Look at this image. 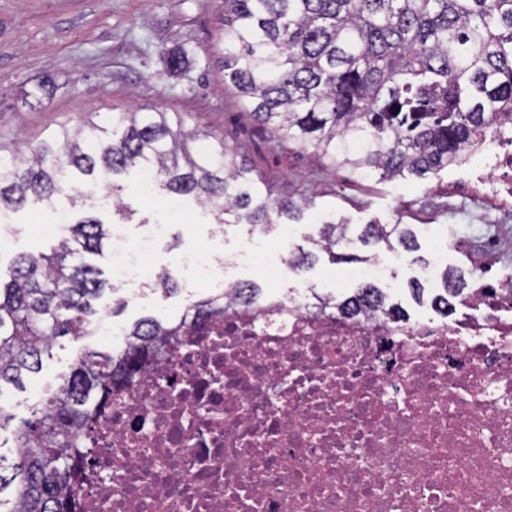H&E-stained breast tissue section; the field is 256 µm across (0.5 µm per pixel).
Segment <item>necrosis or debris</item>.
<instances>
[{
	"label": "necrosis or debris",
	"instance_id": "4bbe7bcc",
	"mask_svg": "<svg viewBox=\"0 0 512 512\" xmlns=\"http://www.w3.org/2000/svg\"><path fill=\"white\" fill-rule=\"evenodd\" d=\"M486 222L464 242L468 292L447 318L345 316L281 251L179 255L214 290L265 284L186 323L80 436L78 512H512V115L462 152ZM154 232L117 281L135 301Z\"/></svg>",
	"mask_w": 512,
	"mask_h": 512
}]
</instances>
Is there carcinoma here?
<instances>
[{
    "mask_svg": "<svg viewBox=\"0 0 512 512\" xmlns=\"http://www.w3.org/2000/svg\"><path fill=\"white\" fill-rule=\"evenodd\" d=\"M217 54L231 85L270 134L313 149L360 177L427 179L458 159L467 141L512 113V0H224ZM130 168L153 175V188L193 196L216 224L268 229L299 222L310 202L279 200L226 138L158 108L114 109L51 134L21 152L0 146V211L30 198L50 201L72 191L87 204L98 174L112 194ZM320 247L298 249L311 267L318 253L340 263L368 251L419 249L408 224L371 221L359 230L320 220ZM108 229L94 217L71 223L50 253L18 257L0 279V384L22 383L60 337L89 334L107 282L75 255H100ZM457 273L431 304L448 316L464 295ZM370 306L392 317L400 308L373 284L336 300L352 316ZM201 318L224 315L216 296L186 306ZM180 325L145 317L122 328L127 346L90 353L34 417L14 432L11 456L0 454V512H73L81 451L77 438L141 357Z\"/></svg>",
    "mask_w": 512,
    "mask_h": 512,
    "instance_id": "cac0c4a2",
    "label": "carcinoma"
}]
</instances>
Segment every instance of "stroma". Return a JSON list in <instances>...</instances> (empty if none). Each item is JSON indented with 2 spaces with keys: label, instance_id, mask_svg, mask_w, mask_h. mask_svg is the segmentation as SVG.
<instances>
[{
  "label": "stroma",
  "instance_id": "35a3bbf8",
  "mask_svg": "<svg viewBox=\"0 0 512 512\" xmlns=\"http://www.w3.org/2000/svg\"><path fill=\"white\" fill-rule=\"evenodd\" d=\"M223 26V0H0V144L24 149L60 127L73 126L83 114L103 118L115 108L154 106L223 135L271 186L274 197H314L312 213L300 223L280 224L269 232L247 224H216L194 199L185 198L178 209H169L165 193L135 192L127 175V218L113 213L105 186L89 209L72 205L63 194L53 203L33 200L6 213L0 223V239L6 241L0 247V272L8 273L19 255L47 252L56 245L60 210L74 218L89 211L112 220L116 240L136 239L148 227L163 225L166 240L146 262L150 281L180 251L232 254L256 239L297 251L317 230L314 215L331 211L355 227L375 219L413 226L421 244L418 253L396 262L384 247L376 249L389 265L382 286L394 298H404L409 281L439 246H448L450 266L462 267L461 254L450 244L478 230L470 221L473 205L466 176L451 168L425 180L364 179L320 160L312 150L288 141L274 144L224 82L215 49ZM171 53L186 55L181 69L167 66ZM40 83L48 85L50 95L39 103L30 93ZM176 281L177 293L153 295L118 313L112 310L111 295H104L99 312L114 326H129L145 316L171 318L186 300L209 294L207 286L186 274H178ZM115 351L113 342L99 332L60 338L43 354L41 369L24 374L23 387L0 386V407L12 414L14 426L21 425L84 354Z\"/></svg>",
  "mask_w": 512,
  "mask_h": 512
}]
</instances>
